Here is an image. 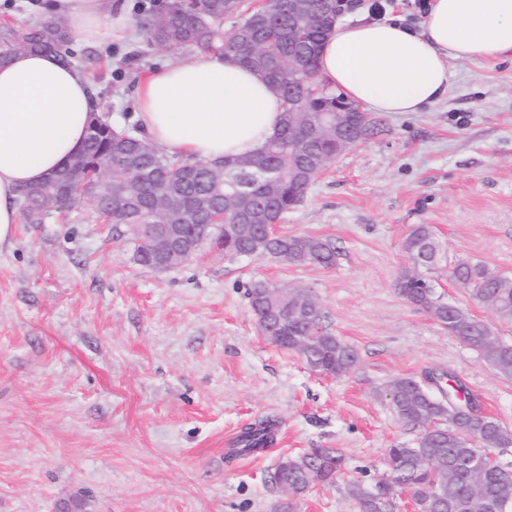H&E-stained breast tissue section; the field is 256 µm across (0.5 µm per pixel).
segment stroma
<instances>
[{"mask_svg":"<svg viewBox=\"0 0 512 512\" xmlns=\"http://www.w3.org/2000/svg\"><path fill=\"white\" fill-rule=\"evenodd\" d=\"M100 79L112 124H133L137 87L177 63L141 35L72 44ZM448 95L420 112L375 114L373 134L328 163L281 221L330 240L334 266L204 246L165 271L89 201L16 224L0 248V512H278L267 481L284 457L340 449L332 482L291 498V512H353L349 487L385 473L395 445L422 430L398 419L399 377L433 388L459 378L484 413L512 430V377L398 292L413 264L402 244L432 227L444 257L427 279L448 303L512 344L503 320L452 277L474 261L512 277V59L451 62ZM303 288L324 328L358 353L341 377L312 371L264 339L248 290ZM275 426L266 448L240 451L244 428Z\"/></svg>","mask_w":512,"mask_h":512,"instance_id":"1","label":"stroma"}]
</instances>
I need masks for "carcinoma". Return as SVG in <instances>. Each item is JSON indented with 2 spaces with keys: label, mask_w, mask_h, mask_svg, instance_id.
<instances>
[{
  "label": "carcinoma",
  "mask_w": 512,
  "mask_h": 512,
  "mask_svg": "<svg viewBox=\"0 0 512 512\" xmlns=\"http://www.w3.org/2000/svg\"><path fill=\"white\" fill-rule=\"evenodd\" d=\"M313 0H281L275 13L264 15L244 5V0H165L143 12L137 20L139 32L149 46L173 53L199 50L223 57L234 55L272 84L283 99V121L279 135L260 153L246 155L222 165L170 155L149 140L138 127H118L96 104L91 113L79 163L65 164L42 184L25 190L20 198L23 219L40 224L56 199L75 181V169L89 171L105 160L112 161V196L120 205L112 208V221L127 225L126 233L137 240L139 224H192L211 214L224 215V229H213L208 241L224 255L263 256L295 265L330 267L336 263V248L319 237L285 235L268 239L260 225L275 224L288 210L299 205L309 187L302 175L292 173L303 155H314L328 163L336 159V130L304 138L301 127L316 121L325 106L336 107L330 90L306 102L307 111L293 112L291 90L299 76L288 69V52L303 55L305 74L316 73L320 46L328 26L308 31L301 42L288 43L292 13ZM238 17L230 31L224 19ZM67 30L62 19L38 21L25 27L0 24V64L18 51L61 53L64 64H72L66 49ZM403 249L415 270L398 282L400 295L412 305L434 315L449 333L459 337L498 371L512 377V345L489 338V326L458 306L435 311L438 296L418 272L431 270L440 261L442 244L428 224L414 227L403 241ZM455 281L471 289L473 296L500 318L512 320V278H493L480 262H461L453 271ZM300 300L306 311L272 319L280 347L316 361L333 376L351 371L358 361L356 350L327 332L315 298L306 290L290 291L258 282L249 291L254 314L264 315L270 298ZM398 418L424 427L414 447L397 445L387 450V475L374 481L381 487L378 498L368 487L353 484L349 494L355 512H394L396 499L388 496L392 484L404 485L423 512H512V467L486 466L479 486L471 481L478 467L476 457L487 450L512 446V431L496 419L471 423L472 439L461 435L457 413L447 400L433 396L412 377H399L388 388ZM268 421L245 429L239 444L246 451L270 443ZM339 449L312 448L288 460L280 480L301 493L310 485V473L321 480L334 479L341 470Z\"/></svg>",
  "instance_id": "carcinoma-1"
}]
</instances>
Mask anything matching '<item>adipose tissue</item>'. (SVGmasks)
<instances>
[{
  "instance_id": "adipose-tissue-1",
  "label": "adipose tissue",
  "mask_w": 512,
  "mask_h": 512,
  "mask_svg": "<svg viewBox=\"0 0 512 512\" xmlns=\"http://www.w3.org/2000/svg\"><path fill=\"white\" fill-rule=\"evenodd\" d=\"M76 42L131 36L119 0H55ZM512 56V0H431L421 30L392 20L339 22L318 76L375 112H418L446 96L450 61ZM82 70L53 53L22 52L0 66V246L19 222L22 187L79 153L92 111ZM137 120L172 152L212 164L259 152L282 127L279 93L234 58L192 54L149 74Z\"/></svg>"
}]
</instances>
